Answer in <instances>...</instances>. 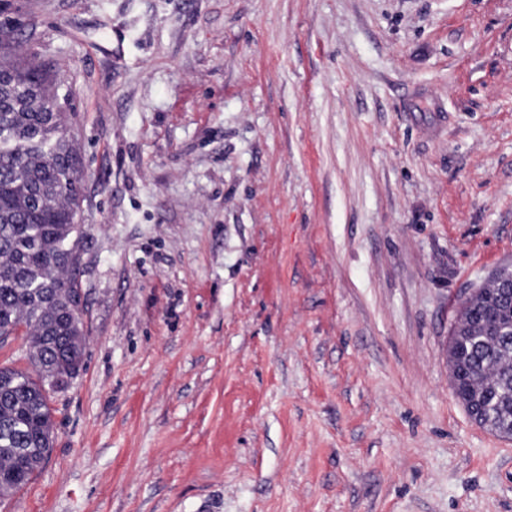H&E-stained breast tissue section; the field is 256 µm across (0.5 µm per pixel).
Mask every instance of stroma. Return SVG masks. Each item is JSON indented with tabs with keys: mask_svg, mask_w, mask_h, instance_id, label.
<instances>
[{
	"mask_svg": "<svg viewBox=\"0 0 512 512\" xmlns=\"http://www.w3.org/2000/svg\"><path fill=\"white\" fill-rule=\"evenodd\" d=\"M71 91L85 368L0 512H512L448 341L512 265V0H0Z\"/></svg>",
	"mask_w": 512,
	"mask_h": 512,
	"instance_id": "35a3bbf8",
	"label": "stroma"
}]
</instances>
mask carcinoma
<instances>
[{
	"label": "carcinoma",
	"mask_w": 512,
	"mask_h": 512,
	"mask_svg": "<svg viewBox=\"0 0 512 512\" xmlns=\"http://www.w3.org/2000/svg\"><path fill=\"white\" fill-rule=\"evenodd\" d=\"M63 81L16 38L0 36V339L15 330L33 370L0 367V498L31 480L54 432L52 394L84 367L70 341L77 268L70 262L82 176L67 136ZM496 279L458 312L464 367L454 389L470 419L512 437V316L484 306Z\"/></svg>",
	"instance_id": "carcinoma-1"
}]
</instances>
